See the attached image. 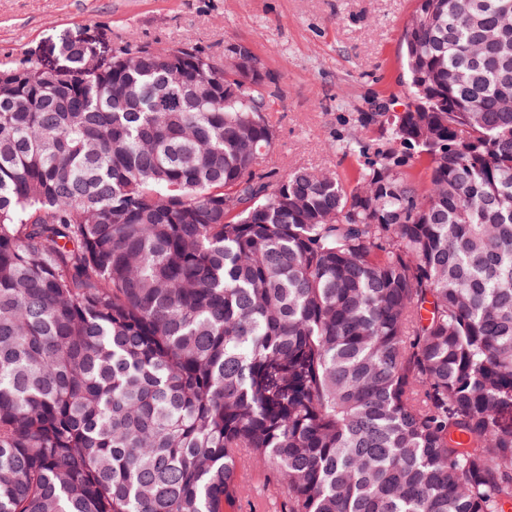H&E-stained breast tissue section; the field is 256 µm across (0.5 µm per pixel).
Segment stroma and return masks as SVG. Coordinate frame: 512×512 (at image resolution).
Segmentation results:
<instances>
[{"label": "stroma", "mask_w": 512, "mask_h": 512, "mask_svg": "<svg viewBox=\"0 0 512 512\" xmlns=\"http://www.w3.org/2000/svg\"><path fill=\"white\" fill-rule=\"evenodd\" d=\"M414 0H0V58L20 60L62 37L163 46L195 44L223 54L246 42L274 81L278 130L262 167L350 172L340 149L374 136L354 123L371 100L403 99L401 36ZM273 471L247 472L226 512H281Z\"/></svg>", "instance_id": "1"}]
</instances>
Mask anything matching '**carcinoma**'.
<instances>
[{"instance_id": "1", "label": "carcinoma", "mask_w": 512, "mask_h": 512, "mask_svg": "<svg viewBox=\"0 0 512 512\" xmlns=\"http://www.w3.org/2000/svg\"><path fill=\"white\" fill-rule=\"evenodd\" d=\"M0 61V512L512 507V0H415L356 166L259 169L272 78ZM188 71L165 86L168 62ZM283 496L275 479V473L265 474L247 471L235 502L226 506V512H282Z\"/></svg>"}]
</instances>
